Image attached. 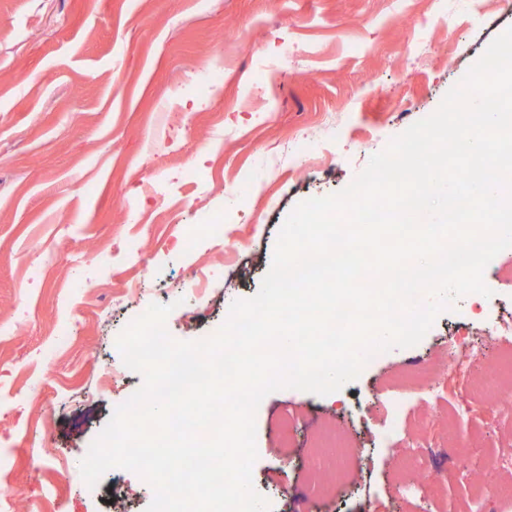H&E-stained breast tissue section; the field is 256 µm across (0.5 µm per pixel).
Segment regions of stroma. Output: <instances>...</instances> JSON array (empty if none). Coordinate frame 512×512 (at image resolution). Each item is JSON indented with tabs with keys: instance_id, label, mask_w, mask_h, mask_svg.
<instances>
[{
	"instance_id": "stroma-1",
	"label": "stroma",
	"mask_w": 512,
	"mask_h": 512,
	"mask_svg": "<svg viewBox=\"0 0 512 512\" xmlns=\"http://www.w3.org/2000/svg\"><path fill=\"white\" fill-rule=\"evenodd\" d=\"M505 0H0V472L9 512H146L152 488L80 462L141 386L116 348L150 304L177 340L213 335L253 297L301 202L346 188L434 113L490 42ZM222 80L193 91L203 68ZM308 138L320 152L300 155ZM224 227L222 239L206 232ZM415 346L379 354L341 390L286 388L255 414L253 486L286 500L340 471L322 512H415L398 490L422 444L436 512H512V398L448 417L416 387L492 366L485 328L512 317V248ZM407 392L397 417L383 399ZM428 422L417 432V420Z\"/></svg>"
}]
</instances>
